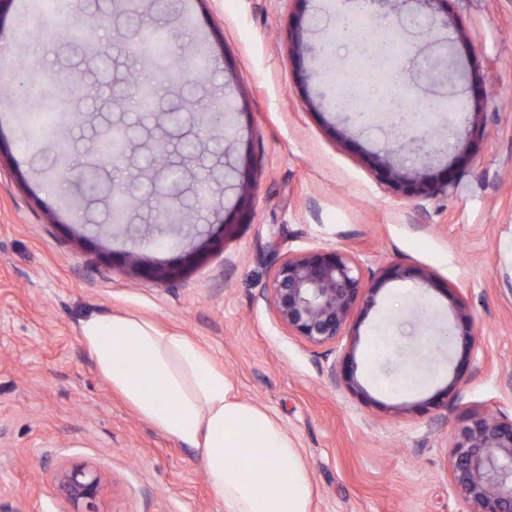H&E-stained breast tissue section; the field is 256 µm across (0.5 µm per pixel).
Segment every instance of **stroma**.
I'll list each match as a JSON object with an SVG mask.
<instances>
[{"label": "stroma", "instance_id": "obj_1", "mask_svg": "<svg viewBox=\"0 0 512 512\" xmlns=\"http://www.w3.org/2000/svg\"><path fill=\"white\" fill-rule=\"evenodd\" d=\"M406 10L345 6L362 36L398 31ZM143 11L176 32L178 56L204 51L209 71L184 72L135 112L116 107L112 92L133 95L130 74L155 75L123 50L129 21ZM335 11L334 0H173L167 11L157 0L0 5V512H69L54 475L72 463L107 476L97 512H224L198 455L143 419L96 369L78 332L93 312L141 316L210 349L237 397L287 429L311 474V512H464L448 480L451 433L469 411L512 416V0H446L436 11L475 89L448 101L413 97L432 117L424 138L448 135L447 153L401 158L411 173L451 167L449 189L429 197L391 187L370 158L391 137L390 98L423 63L413 43L400 45L407 65L354 91L373 112L365 128L351 127L346 113L308 109L307 99L338 95L363 62ZM301 15L311 24L296 56L289 30ZM91 17L94 40L109 51L105 67L72 36ZM33 66L97 88L69 96L76 122L35 143L15 123ZM200 98L217 102L224 123L161 137L169 111H192ZM124 127L132 137L105 185L132 173L152 183L147 158L166 142L184 174L187 228L159 233L154 199L111 228V195L81 196L76 171L47 187L56 140L80 162L105 129ZM188 140L195 150H185ZM234 168L251 188L246 199L225 177ZM202 173L217 205L200 212ZM281 238L293 252L349 251L376 272L398 264L432 274L430 285L383 282L374 305L351 317L364 395L334 376L344 343L307 346L265 302L280 260L270 245ZM132 250L178 276L130 275ZM449 281L475 337L473 368L458 384V330L441 290ZM376 336L382 348L371 357ZM409 372L416 389L392 392Z\"/></svg>", "mask_w": 512, "mask_h": 512}]
</instances>
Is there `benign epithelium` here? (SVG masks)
Listing matches in <instances>:
<instances>
[{"label":"benign epithelium","instance_id":"1","mask_svg":"<svg viewBox=\"0 0 512 512\" xmlns=\"http://www.w3.org/2000/svg\"><path fill=\"white\" fill-rule=\"evenodd\" d=\"M423 32L429 25L420 13L408 11L399 34L410 29ZM410 95H397L391 112L392 125L403 131L409 143L417 142L416 132L427 124L425 114L403 109ZM118 145L112 148L111 164L124 157L127 135L123 129L108 134ZM400 147L385 143L374 154L376 164L385 179L398 185L408 180L404 168L397 162ZM415 192L430 195L446 189L452 179L417 174L413 178ZM412 278L424 284L433 281L432 275L421 268L404 269L387 266L380 273L364 267L345 251L309 249L286 251L275 267L271 287L264 300L274 311L280 324L310 347L334 344L342 336L358 306H373L375 294L382 282L391 279ZM450 309L460 328L463 352L454 382H459L472 362L474 336L473 319L458 295L457 286L448 282L443 286ZM342 381L346 387L361 396L363 387L354 375L350 355L340 356ZM449 480L461 494L466 512H512V416L474 411L454 431L450 439ZM108 479L94 466L82 464L61 467L55 475V490L71 507V512H93V505L107 489Z\"/></svg>","mask_w":512,"mask_h":512}]
</instances>
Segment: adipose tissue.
Returning <instances> with one entry per match:
<instances>
[{
    "instance_id": "adipose-tissue-1",
    "label": "adipose tissue",
    "mask_w": 512,
    "mask_h": 512,
    "mask_svg": "<svg viewBox=\"0 0 512 512\" xmlns=\"http://www.w3.org/2000/svg\"><path fill=\"white\" fill-rule=\"evenodd\" d=\"M79 336L140 416L197 453L224 512H310L309 472L286 428L238 399L207 350L132 315L88 316Z\"/></svg>"
}]
</instances>
